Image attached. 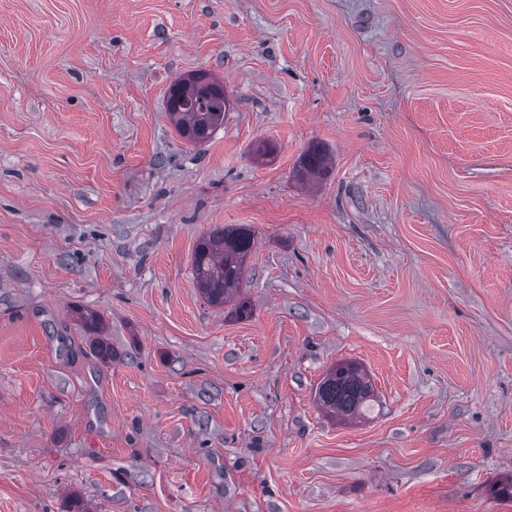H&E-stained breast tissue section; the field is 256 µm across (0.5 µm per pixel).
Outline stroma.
I'll return each mask as SVG.
<instances>
[{
	"label": "stroma",
	"instance_id": "obj_1",
	"mask_svg": "<svg viewBox=\"0 0 512 512\" xmlns=\"http://www.w3.org/2000/svg\"><path fill=\"white\" fill-rule=\"evenodd\" d=\"M241 224L243 318L192 269ZM340 360L366 417L315 402ZM510 475L512 0H0V512H512ZM226 104L223 81L200 71L172 82L166 110L177 133L189 144L201 145L223 127ZM328 156L318 147L310 148L302 157L297 176L304 181L310 178H322L329 171ZM77 321L80 322L85 332L91 334L90 337V348L99 358L100 361L108 363L112 362L114 357L112 344L104 336H101L103 332V321L101 316L96 312L78 311Z\"/></svg>",
	"mask_w": 512,
	"mask_h": 512
}]
</instances>
